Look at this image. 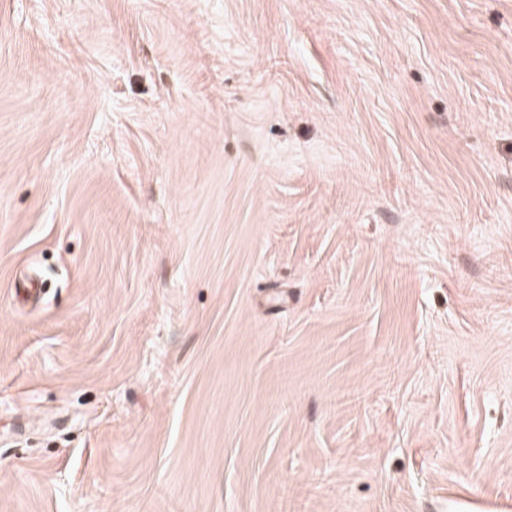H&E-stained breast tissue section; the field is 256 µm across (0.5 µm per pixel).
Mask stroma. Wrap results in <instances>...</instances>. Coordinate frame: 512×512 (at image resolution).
<instances>
[{"mask_svg":"<svg viewBox=\"0 0 512 512\" xmlns=\"http://www.w3.org/2000/svg\"><path fill=\"white\" fill-rule=\"evenodd\" d=\"M0 512H512V0H0Z\"/></svg>","mask_w":512,"mask_h":512,"instance_id":"35a3bbf8","label":"stroma"}]
</instances>
